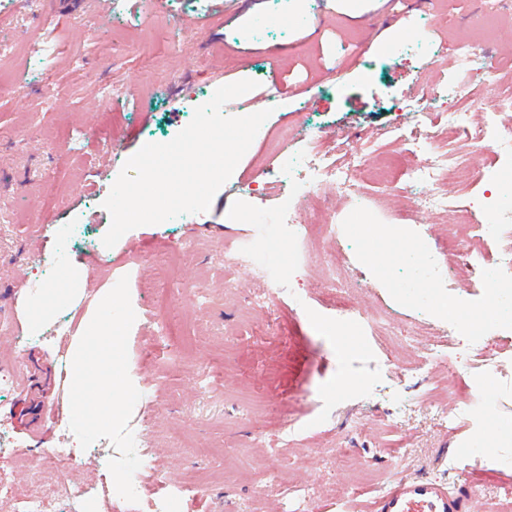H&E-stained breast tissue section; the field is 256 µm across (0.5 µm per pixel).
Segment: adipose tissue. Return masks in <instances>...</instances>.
I'll use <instances>...</instances> for the list:
<instances>
[{
    "mask_svg": "<svg viewBox=\"0 0 512 512\" xmlns=\"http://www.w3.org/2000/svg\"><path fill=\"white\" fill-rule=\"evenodd\" d=\"M86 267L72 263L66 267L60 279L45 283L22 302L23 312L30 330H37L52 319L63 307L74 302L83 292Z\"/></svg>",
    "mask_w": 512,
    "mask_h": 512,
    "instance_id": "1",
    "label": "adipose tissue"
}]
</instances>
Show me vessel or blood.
I'll return each mask as SVG.
<instances>
[{
	"label": "vessel or blood",
	"mask_w": 512,
	"mask_h": 512,
	"mask_svg": "<svg viewBox=\"0 0 512 512\" xmlns=\"http://www.w3.org/2000/svg\"><path fill=\"white\" fill-rule=\"evenodd\" d=\"M365 512H471V496L427 477L402 476L372 497Z\"/></svg>",
	"instance_id": "obj_1"
}]
</instances>
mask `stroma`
Segmentation results:
<instances>
[{"mask_svg":"<svg viewBox=\"0 0 512 512\" xmlns=\"http://www.w3.org/2000/svg\"><path fill=\"white\" fill-rule=\"evenodd\" d=\"M492 13L498 36L473 61L456 57L453 45ZM245 79L256 88L223 114L270 116L209 210L134 228L105 247L103 202L125 162L146 143L171 141L217 88ZM509 87L512 0H370L357 18L337 0H195L188 16L145 0H112L106 14L97 0L0 9V322L17 332L0 336V369L15 376L0 388V432L17 444L16 455H0L12 477L0 485V512H12L18 487L34 486L36 457L57 443L54 416L69 410L60 355L76 334L54 320L30 341L19 299L73 258L91 266L76 318L129 279L137 321L128 370L140 392L130 429L151 449L135 504L110 488L106 458L76 451L62 479L109 486L90 512H148L168 481L194 487L169 512H347L401 475L468 487L474 512H497L512 476V439L495 432L512 421V316L455 333L448 311L488 306L500 245L483 240L491 262L481 270L449 267L451 210L427 204L407 171L378 172L397 151L446 148L477 175L464 182L446 171L442 192L476 224L485 193L503 197L512 224V182L490 179L505 159L468 136L491 116L512 135V112L492 111L495 91ZM458 89L481 105L447 141L448 94ZM308 135L336 164L364 158L351 191L307 200L308 212L358 225L357 236L302 239L284 267L225 268V245L246 240L260 254L283 237L281 203L298 188L288 172L308 153ZM402 235L411 247L400 255L368 246ZM273 281L274 305L256 311L252 297ZM337 294L370 317L360 338L338 333ZM172 319L181 332L161 335ZM437 341L454 349L455 379L426 360ZM479 353L489 359L475 373L468 360ZM442 409L455 413L453 425L438 421ZM346 448L353 458L337 467ZM296 455L307 469L291 468ZM324 479L335 481L336 498L317 494Z\"/></svg>","mask_w":512,"mask_h":512,"instance_id":"obj_1","label":"stroma"}]
</instances>
